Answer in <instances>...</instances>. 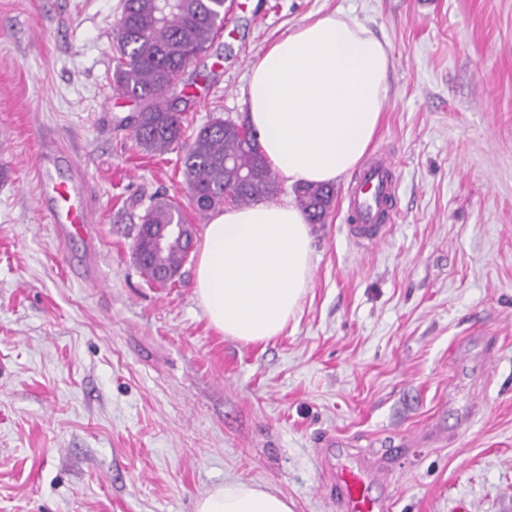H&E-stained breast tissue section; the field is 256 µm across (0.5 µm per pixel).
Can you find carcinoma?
<instances>
[{
    "label": "carcinoma",
    "mask_w": 512,
    "mask_h": 512,
    "mask_svg": "<svg viewBox=\"0 0 512 512\" xmlns=\"http://www.w3.org/2000/svg\"><path fill=\"white\" fill-rule=\"evenodd\" d=\"M222 0H124L114 27L115 91L140 105L128 118L136 145L163 154L183 136L178 103L173 96L187 61L199 56L220 32ZM258 132L249 125L215 118L195 133L180 158L190 201L202 219L230 201L251 206L279 191L271 168L259 152ZM252 173L250 180L243 179ZM296 203L308 223L321 224L333 199L329 184H297ZM181 205L171 199L155 202L136 228L134 248H146L143 225L184 224ZM188 244L172 240L166 251L142 262L141 271L154 279L156 266L179 271L188 258Z\"/></svg>",
    "instance_id": "cac0c4a2"
}]
</instances>
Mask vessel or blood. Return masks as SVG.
Returning a JSON list of instances; mask_svg holds the SVG:
<instances>
[{
	"label": "vessel or blood",
	"instance_id": "b4317fda",
	"mask_svg": "<svg viewBox=\"0 0 512 512\" xmlns=\"http://www.w3.org/2000/svg\"><path fill=\"white\" fill-rule=\"evenodd\" d=\"M398 187L397 163L391 155L375 154L359 170L346 197L345 230L355 244L369 247L384 239L393 222L391 204ZM79 194L75 186L56 183L51 187L49 215L62 237L88 232L91 215L85 204L60 207L61 200ZM332 477L342 512H390L389 504L368 494L366 468L343 467Z\"/></svg>",
	"mask_w": 512,
	"mask_h": 512
}]
</instances>
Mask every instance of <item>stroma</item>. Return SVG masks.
<instances>
[{
    "mask_svg": "<svg viewBox=\"0 0 512 512\" xmlns=\"http://www.w3.org/2000/svg\"><path fill=\"white\" fill-rule=\"evenodd\" d=\"M122 0H0V512H194L224 481L340 512L322 461L370 462L391 512H512V0H226L186 69L185 138L246 122L250 68L304 19L345 11L388 45L371 152L398 162L384 241L345 231L343 176L310 227L312 280L277 337L213 329L193 288L146 278L156 198L196 232L180 158L141 151L113 90ZM81 179L90 237L41 201Z\"/></svg>",
    "mask_w": 512,
    "mask_h": 512,
    "instance_id": "35a3bbf8",
    "label": "stroma"
}]
</instances>
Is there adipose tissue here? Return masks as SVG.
Instances as JSON below:
<instances>
[{"mask_svg": "<svg viewBox=\"0 0 512 512\" xmlns=\"http://www.w3.org/2000/svg\"><path fill=\"white\" fill-rule=\"evenodd\" d=\"M388 49L353 18H311L255 60L248 119L265 163L288 184H325L360 163L388 101ZM311 236L294 206L227 207L206 225L194 293L210 325L244 344L279 336L312 278ZM195 512H293L287 497L244 481L201 494Z\"/></svg>", "mask_w": 512, "mask_h": 512, "instance_id": "1", "label": "adipose tissue"}]
</instances>
